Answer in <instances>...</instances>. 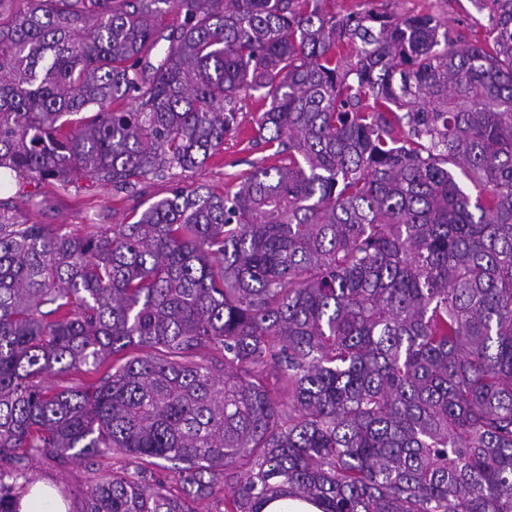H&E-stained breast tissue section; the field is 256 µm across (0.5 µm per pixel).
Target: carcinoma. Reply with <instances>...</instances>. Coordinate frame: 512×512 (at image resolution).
Returning a JSON list of instances; mask_svg holds the SVG:
<instances>
[{
  "mask_svg": "<svg viewBox=\"0 0 512 512\" xmlns=\"http://www.w3.org/2000/svg\"><path fill=\"white\" fill-rule=\"evenodd\" d=\"M331 2L0 0V170L134 192L243 94L277 159L82 234L0 200V512L34 458L112 451L178 493L142 467L83 512H512V0L483 42ZM261 512H322V508L308 500L283 496L265 502Z\"/></svg>",
  "mask_w": 512,
  "mask_h": 512,
  "instance_id": "cac0c4a2",
  "label": "carcinoma"
}]
</instances>
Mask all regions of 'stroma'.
I'll list each match as a JSON object with an SVG mask.
<instances>
[{
	"instance_id": "stroma-1",
	"label": "stroma",
	"mask_w": 512,
	"mask_h": 512,
	"mask_svg": "<svg viewBox=\"0 0 512 512\" xmlns=\"http://www.w3.org/2000/svg\"><path fill=\"white\" fill-rule=\"evenodd\" d=\"M372 9L394 19L430 14L447 24L449 30L466 41L484 40L490 30L494 8L491 0H373ZM240 128L227 136L220 150L205 165L183 173L179 184L185 190L208 186L220 193L235 192L259 165L271 164L268 148L251 140L258 103L246 98L240 103ZM170 182L155 181L143 191L118 194L111 188L80 179L67 187L32 180L0 183V198H13L24 219L32 224H129L150 203L168 195ZM139 460L117 453L104 457H77L60 465L36 458L30 463L28 477L57 490L67 512H83L86 491L115 474L135 473Z\"/></svg>"
}]
</instances>
